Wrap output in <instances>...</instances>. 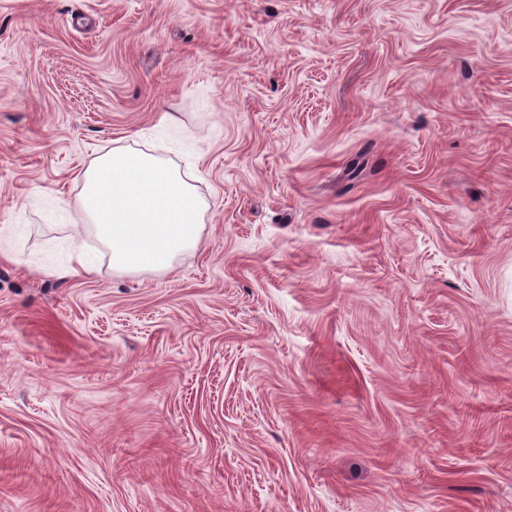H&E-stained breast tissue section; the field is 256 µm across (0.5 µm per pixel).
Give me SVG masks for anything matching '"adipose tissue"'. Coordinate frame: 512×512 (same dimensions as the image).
I'll use <instances>...</instances> for the list:
<instances>
[{
    "instance_id": "1",
    "label": "adipose tissue",
    "mask_w": 512,
    "mask_h": 512,
    "mask_svg": "<svg viewBox=\"0 0 512 512\" xmlns=\"http://www.w3.org/2000/svg\"><path fill=\"white\" fill-rule=\"evenodd\" d=\"M74 198L41 194L44 210L68 223L74 237L91 234L120 274L164 272L201 237V204L189 182L165 159L115 150L77 172Z\"/></svg>"
}]
</instances>
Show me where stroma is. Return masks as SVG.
<instances>
[{
  "label": "stroma",
  "instance_id": "35a3bbf8",
  "mask_svg": "<svg viewBox=\"0 0 512 512\" xmlns=\"http://www.w3.org/2000/svg\"><path fill=\"white\" fill-rule=\"evenodd\" d=\"M116 147L201 239L58 279ZM1 224L0 512H512V0H0Z\"/></svg>",
  "mask_w": 512,
  "mask_h": 512
}]
</instances>
